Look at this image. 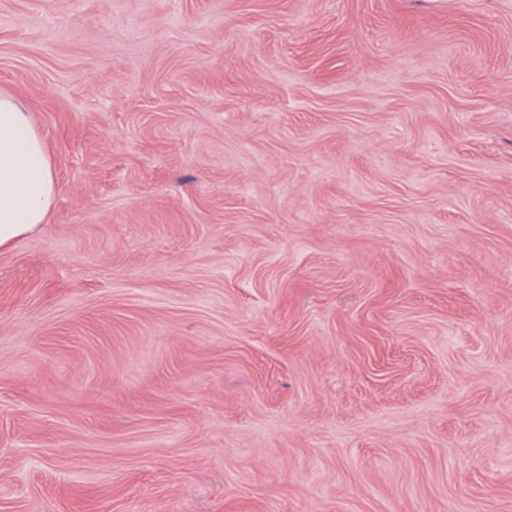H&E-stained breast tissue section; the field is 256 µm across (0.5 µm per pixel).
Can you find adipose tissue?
Returning a JSON list of instances; mask_svg holds the SVG:
<instances>
[{
    "label": "adipose tissue",
    "mask_w": 512,
    "mask_h": 512,
    "mask_svg": "<svg viewBox=\"0 0 512 512\" xmlns=\"http://www.w3.org/2000/svg\"><path fill=\"white\" fill-rule=\"evenodd\" d=\"M44 140L23 105L0 95V246L35 233L54 203Z\"/></svg>",
    "instance_id": "adipose-tissue-1"
}]
</instances>
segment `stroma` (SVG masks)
Returning <instances> with one entry per match:
<instances>
[{"label": "stroma", "mask_w": 512, "mask_h": 512, "mask_svg": "<svg viewBox=\"0 0 512 512\" xmlns=\"http://www.w3.org/2000/svg\"><path fill=\"white\" fill-rule=\"evenodd\" d=\"M0 92V512H512V0H0ZM57 192L44 140L29 113L0 95V246L35 233Z\"/></svg>", "instance_id": "obj_1"}]
</instances>
